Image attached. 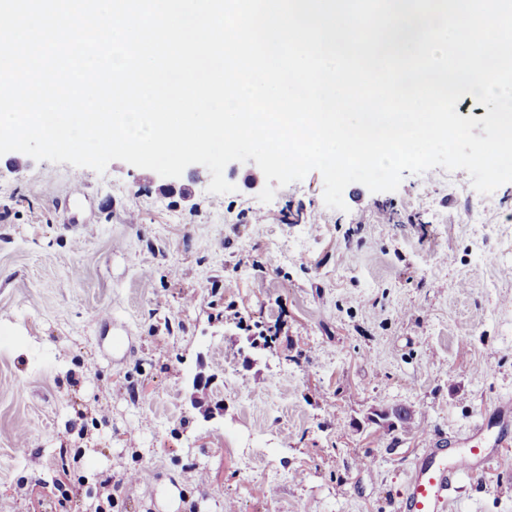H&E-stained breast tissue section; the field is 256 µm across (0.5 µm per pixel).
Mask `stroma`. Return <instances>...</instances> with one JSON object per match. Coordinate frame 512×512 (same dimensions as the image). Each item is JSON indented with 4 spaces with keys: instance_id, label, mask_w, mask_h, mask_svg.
I'll return each instance as SVG.
<instances>
[{
    "instance_id": "1",
    "label": "stroma",
    "mask_w": 512,
    "mask_h": 512,
    "mask_svg": "<svg viewBox=\"0 0 512 512\" xmlns=\"http://www.w3.org/2000/svg\"><path fill=\"white\" fill-rule=\"evenodd\" d=\"M258 171L0 156V512H399L512 396V183L437 167L342 212ZM450 512H512V446Z\"/></svg>"
}]
</instances>
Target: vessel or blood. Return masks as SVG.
Listing matches in <instances>:
<instances>
[{
	"instance_id": "b4317fda",
	"label": "vessel or blood",
	"mask_w": 512,
	"mask_h": 512,
	"mask_svg": "<svg viewBox=\"0 0 512 512\" xmlns=\"http://www.w3.org/2000/svg\"><path fill=\"white\" fill-rule=\"evenodd\" d=\"M493 413L496 424L477 420L464 447L450 451L438 441L422 450L400 497V512H448L461 478L481 475L497 448L512 441V398H500Z\"/></svg>"
}]
</instances>
